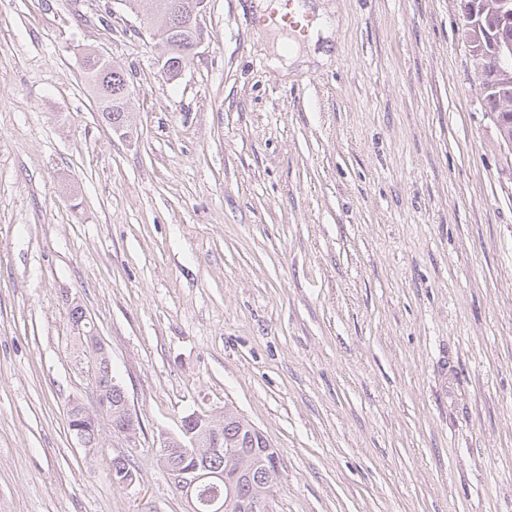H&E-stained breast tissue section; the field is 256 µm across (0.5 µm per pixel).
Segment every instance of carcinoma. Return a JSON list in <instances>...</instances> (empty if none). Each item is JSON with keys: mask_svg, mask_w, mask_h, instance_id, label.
<instances>
[{"mask_svg": "<svg viewBox=\"0 0 512 512\" xmlns=\"http://www.w3.org/2000/svg\"><path fill=\"white\" fill-rule=\"evenodd\" d=\"M202 0H131L140 16V24L150 35L158 38L167 49L166 75L173 79L192 59L197 39L202 35L197 22ZM471 48L473 65H479L491 45L484 33L465 30ZM86 83L96 100L102 123L128 131L134 112V98L123 93L127 78L122 70L108 68L89 50L82 56ZM497 89L485 92L484 100L490 110L500 108L502 115L512 116V77L496 82ZM217 486L204 489L195 500L192 512H235L225 506L227 493L224 480L216 479Z\"/></svg>", "mask_w": 512, "mask_h": 512, "instance_id": "obj_1", "label": "carcinoma"}]
</instances>
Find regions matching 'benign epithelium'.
<instances>
[{
    "label": "benign epithelium",
    "instance_id": "7a95c632",
    "mask_svg": "<svg viewBox=\"0 0 512 512\" xmlns=\"http://www.w3.org/2000/svg\"><path fill=\"white\" fill-rule=\"evenodd\" d=\"M464 10L466 21L496 33L495 52L485 57L478 67L482 77L490 82L512 72V18L501 13L495 18L485 17L470 0H464ZM92 343L96 355L88 374L91 400L74 402L81 411L71 414V434L82 447L88 448L93 442L100 443L102 431L107 428L123 436L133 448L138 433L133 413H128L130 422L121 426L100 409L105 393L115 390L123 396L125 392L112 377L111 356L101 337H94ZM157 453L171 482L188 497L197 484L211 474L208 466H198L192 479H184L173 466L175 456L202 458L207 463L211 457L226 455L232 466L229 478L239 482L237 486H228L231 506L246 512H269V498L280 471L277 454L270 445L257 456L236 448L224 449V417L199 412L183 417L179 434L163 438Z\"/></svg>",
    "mask_w": 512,
    "mask_h": 512
}]
</instances>
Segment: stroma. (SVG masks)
Segmentation results:
<instances>
[{"instance_id":"obj_1","label":"stroma","mask_w":512,"mask_h":512,"mask_svg":"<svg viewBox=\"0 0 512 512\" xmlns=\"http://www.w3.org/2000/svg\"><path fill=\"white\" fill-rule=\"evenodd\" d=\"M256 2L205 0L171 80L120 0H0V512H186L160 436L227 408L270 512H512V157L464 0H306L311 47ZM73 302L140 420L129 489L125 440L67 426ZM95 53V50L85 52L81 65L86 83L96 100L101 121L110 129L119 127L124 131L122 135L127 134L135 107L134 98L129 96H133V91L123 71L112 66V62H107L112 67L108 69L104 62L100 63L96 59ZM123 89L128 95L123 93Z\"/></svg>"}]
</instances>
